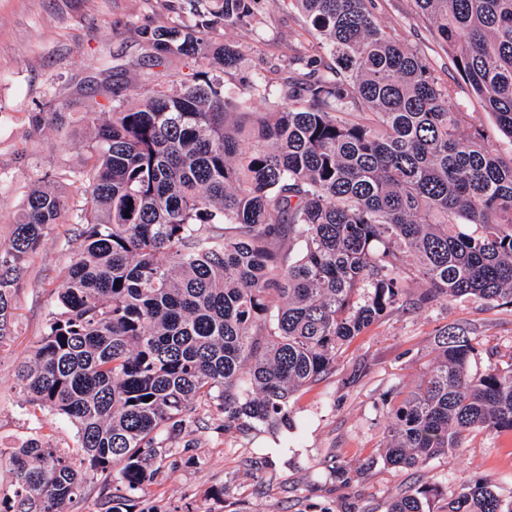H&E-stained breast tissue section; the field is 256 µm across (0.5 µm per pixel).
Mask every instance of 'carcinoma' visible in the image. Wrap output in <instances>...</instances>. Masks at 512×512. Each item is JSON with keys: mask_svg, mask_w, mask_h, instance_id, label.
<instances>
[{"mask_svg": "<svg viewBox=\"0 0 512 512\" xmlns=\"http://www.w3.org/2000/svg\"><path fill=\"white\" fill-rule=\"evenodd\" d=\"M181 0L197 17L147 40L162 64L206 61L172 91L162 82L107 89L82 120L93 163L69 172L85 204L53 179L33 186L0 247V345L14 296L55 224L79 246L41 339L16 377L32 414L65 417L76 443L51 435L11 454L0 512H66L87 481L101 512H129L153 478L156 449L190 407L218 398L224 427H273L288 402L336 367L338 350L399 303L440 296L512 305V152L486 140L452 89L403 46L373 0H290L336 70L308 58L288 106L249 112L207 68L202 31L246 27L256 0ZM455 68L512 139V0H415ZM63 113L34 112L40 130ZM130 217H125V212ZM424 286L418 296L412 283ZM472 338L438 335L434 361L393 407L382 448L394 468L452 458L471 433L512 432V356L474 372ZM127 490L110 491L112 475ZM428 487L385 512H426ZM441 512H512L488 477L463 483Z\"/></svg>", "mask_w": 512, "mask_h": 512, "instance_id": "carcinoma-1", "label": "carcinoma"}]
</instances>
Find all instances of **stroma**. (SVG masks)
<instances>
[{
  "label": "stroma",
  "mask_w": 512,
  "mask_h": 512,
  "mask_svg": "<svg viewBox=\"0 0 512 512\" xmlns=\"http://www.w3.org/2000/svg\"><path fill=\"white\" fill-rule=\"evenodd\" d=\"M177 0H0V245L30 187L53 175L72 203L83 196L67 179L84 165L85 104L102 82L125 86L154 78L179 89L197 65L174 57L153 65L143 31L192 23L176 15ZM376 16L394 27L412 52L426 56L435 75L456 90L450 106L479 113L485 136L502 152L512 140L482 111L457 73L431 20L414 0H374ZM248 27L217 25L212 45H238L235 68L214 70L225 96L254 112L278 104L287 76L301 77L291 60L306 53L330 64L331 56L307 32L300 13L285 0H258ZM69 103V125L29 130V115ZM77 245L70 225H54L32 257L14 298L13 335L0 346V488L10 489V455L22 441L43 432L60 448L72 446L76 429L28 412L15 379L19 362L41 338L56 294ZM448 325L468 330L481 371L497 355L512 354V307L479 299L440 298L422 309H398L370 325L340 349L335 370L298 392L288 404L290 428L224 427L218 401L196 403L187 426L170 447L157 449L153 479L134 495L137 512H385L393 495L421 482L435 489L428 503L440 512L467 478L489 477L504 500H512V434H473L455 460L438 457L423 470L395 469L381 455L387 413L435 356L437 335Z\"/></svg>",
  "instance_id": "stroma-1"
}]
</instances>
